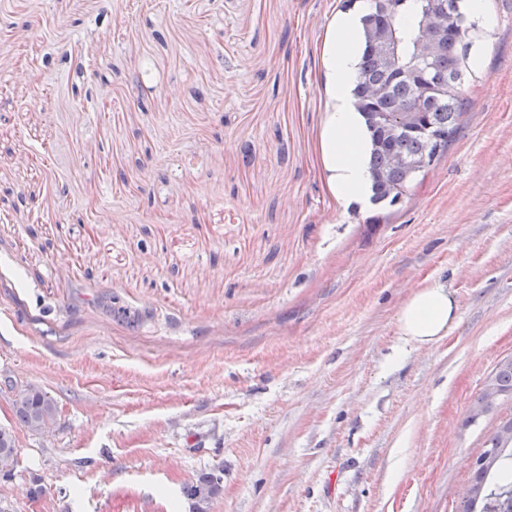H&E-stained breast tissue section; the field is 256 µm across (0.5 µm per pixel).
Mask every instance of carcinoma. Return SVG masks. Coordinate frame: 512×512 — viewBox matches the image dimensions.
<instances>
[{"instance_id":"1","label":"carcinoma","mask_w":512,"mask_h":512,"mask_svg":"<svg viewBox=\"0 0 512 512\" xmlns=\"http://www.w3.org/2000/svg\"><path fill=\"white\" fill-rule=\"evenodd\" d=\"M430 0H372L371 10L361 19L362 53L353 90L355 107L361 112L370 139L369 169L372 202L394 205L407 196L423 164L440 158L453 141L457 121L467 98L460 86L472 76L471 58L479 38L475 23L460 10L459 0H444L447 15L455 21L441 35L442 51L420 63L412 62L415 43L422 35L421 23ZM391 35L402 71H394L374 42L383 24ZM400 156L404 164L393 159ZM492 384L504 399H512V359L501 361ZM16 419L30 430L54 422V403L41 387L29 385L13 398ZM512 415L501 418L485 441L497 452L473 471L469 497L462 512H512V483L492 487L487 478L512 459ZM15 438L0 427V460H15ZM213 499L221 493V477L208 472L183 486L182 493L194 499L203 491Z\"/></svg>"}]
</instances>
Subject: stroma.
Wrapping results in <instances>:
<instances>
[{
    "mask_svg": "<svg viewBox=\"0 0 512 512\" xmlns=\"http://www.w3.org/2000/svg\"><path fill=\"white\" fill-rule=\"evenodd\" d=\"M343 3L0 0L6 512H189L212 470L208 512H460L512 413L465 422L512 358V0L445 155L366 210L320 142ZM433 280L458 319L402 346ZM458 318V305L448 285L424 282L401 304L398 311L400 340L416 348H432ZM13 413L20 423L33 431L39 424H53L55 407L47 392L31 384L22 394L13 398ZM205 490L208 491L210 502L221 493V477L212 472H208L197 478L195 482L183 486L182 493L192 500L196 498L200 492Z\"/></svg>",
    "mask_w": 512,
    "mask_h": 512,
    "instance_id": "obj_1",
    "label": "stroma"
}]
</instances>
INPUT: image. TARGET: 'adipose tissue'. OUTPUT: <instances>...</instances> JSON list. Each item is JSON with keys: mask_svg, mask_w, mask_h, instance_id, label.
I'll return each mask as SVG.
<instances>
[{"mask_svg": "<svg viewBox=\"0 0 512 512\" xmlns=\"http://www.w3.org/2000/svg\"><path fill=\"white\" fill-rule=\"evenodd\" d=\"M359 14L343 16L337 42L329 49L326 95L331 103L322 133L328 182L339 199L368 207L371 178L367 168L368 140L364 122L350 96L357 77ZM458 318V305L446 284L425 282L401 304L398 327L403 344L430 348L447 336Z\"/></svg>", "mask_w": 512, "mask_h": 512, "instance_id": "ef3b65f1", "label": "adipose tissue"}]
</instances>
